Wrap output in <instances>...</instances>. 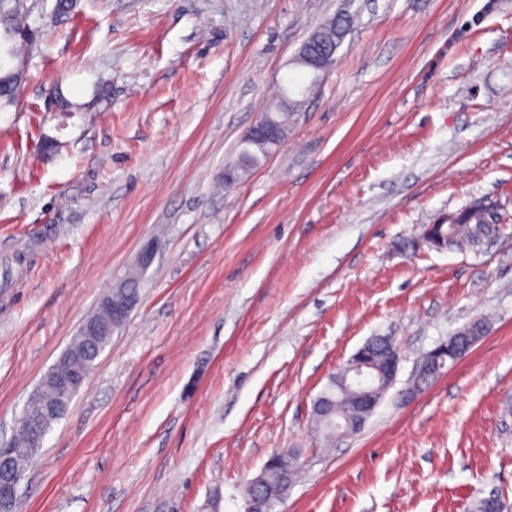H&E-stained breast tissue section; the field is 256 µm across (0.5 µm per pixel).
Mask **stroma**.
Instances as JSON below:
<instances>
[{
    "label": "stroma",
    "instance_id": "35a3bbf8",
    "mask_svg": "<svg viewBox=\"0 0 512 512\" xmlns=\"http://www.w3.org/2000/svg\"><path fill=\"white\" fill-rule=\"evenodd\" d=\"M28 4L20 102L0 108V446L142 241L159 251L18 512H236L287 448L300 473L275 512L512 505V0ZM344 7L355 27L284 147L224 188ZM58 90L73 111H46ZM480 199L503 216L492 243H423ZM479 318L467 356L402 398ZM374 336L401 352L396 381L325 453L313 401Z\"/></svg>",
    "mask_w": 512,
    "mask_h": 512
}]
</instances>
